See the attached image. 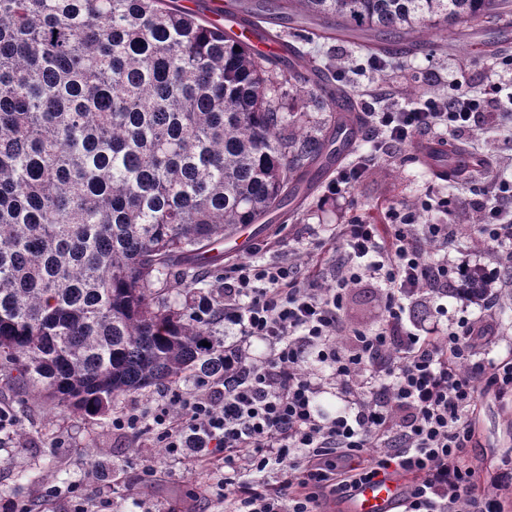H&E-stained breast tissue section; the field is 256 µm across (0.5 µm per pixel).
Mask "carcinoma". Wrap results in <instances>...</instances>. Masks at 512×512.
Instances as JSON below:
<instances>
[{
    "mask_svg": "<svg viewBox=\"0 0 512 512\" xmlns=\"http://www.w3.org/2000/svg\"><path fill=\"white\" fill-rule=\"evenodd\" d=\"M509 7L230 0L235 32L175 0H0V379L105 418L130 393L224 382L215 247L296 220L352 102L318 47L413 57L428 29ZM255 39L308 67L278 73ZM473 172L448 154V186Z\"/></svg>",
    "mask_w": 512,
    "mask_h": 512,
    "instance_id": "1",
    "label": "carcinoma"
}]
</instances>
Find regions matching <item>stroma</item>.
I'll list each match as a JSON object with an SVG mask.
<instances>
[{
	"label": "stroma",
	"mask_w": 512,
	"mask_h": 512,
	"mask_svg": "<svg viewBox=\"0 0 512 512\" xmlns=\"http://www.w3.org/2000/svg\"><path fill=\"white\" fill-rule=\"evenodd\" d=\"M454 30L431 29L427 49L407 60L393 59L387 68V87L397 89L398 102L406 91L464 73L474 84L494 79V54L512 52V15L488 14L470 29V49L455 47ZM417 144L403 147L376 166L352 188L346 201L322 202L323 187L298 221L269 227L252 249L274 258L292 252L299 264L308 261L309 244L328 239L335 225L360 215L382 223L385 212L417 201L428 182L417 156ZM0 406L14 416L0 431V499L32 506L34 512H73L76 500L92 504L95 512H139L150 503L157 512H224L212 466L193 465L168 456L152 434L123 436L112 430L111 419L92 418L54 406L36 390L0 381ZM478 442L466 454L481 476L495 473L512 459V404L494 394L480 398L476 411ZM27 429L19 438L18 429ZM154 456L156 476L144 473V459Z\"/></svg>",
	"instance_id": "obj_1"
}]
</instances>
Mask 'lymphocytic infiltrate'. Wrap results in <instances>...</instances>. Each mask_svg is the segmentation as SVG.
<instances>
[{"label":"lymphocytic infiltrate","mask_w":512,"mask_h":512,"mask_svg":"<svg viewBox=\"0 0 512 512\" xmlns=\"http://www.w3.org/2000/svg\"><path fill=\"white\" fill-rule=\"evenodd\" d=\"M503 83L466 77L444 96L410 109L391 93L371 92L369 151L356 155L325 187L340 201L382 158L415 138L469 134L493 122ZM489 174L478 240L496 268L454 252L448 194L431 187L390 209L385 224L355 216L335 228L343 249L330 284L287 257L251 259L224 274L222 390L163 395L155 406L113 417L120 433H154L170 453L221 471L224 512H317L321 499L349 496L364 481L404 473L399 512H507L512 469L481 482L465 454L476 437L482 395H512V350L493 356L487 314L499 304V270L512 266V178ZM439 215L436 224L422 213ZM384 311L360 329L344 316L361 285ZM483 314L449 317L448 297ZM428 308L432 326H416L412 307Z\"/></svg>","instance_id":"1"}]
</instances>
